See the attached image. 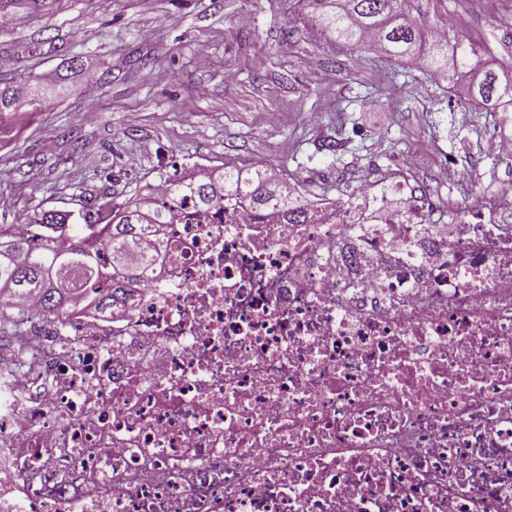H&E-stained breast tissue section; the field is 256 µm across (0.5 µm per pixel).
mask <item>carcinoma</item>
Returning <instances> with one entry per match:
<instances>
[{
	"label": "carcinoma",
	"instance_id": "obj_1",
	"mask_svg": "<svg viewBox=\"0 0 512 512\" xmlns=\"http://www.w3.org/2000/svg\"><path fill=\"white\" fill-rule=\"evenodd\" d=\"M409 0H344V6L319 15L322 26L345 46L372 43L387 56H413L426 49L432 70L459 74L471 80L465 103L495 112H512V78H500L491 69L473 72L474 44L464 36L442 41L428 37L420 19H408ZM162 192L139 195L122 205L106 203L97 210L78 211L69 229L75 245L55 248L52 238L69 225L71 215L55 210L33 212L29 223L38 232L27 235L0 227V298L21 307L32 296L43 299V315L65 323L84 308H110L122 300L132 281L154 275L165 259L162 226L173 219L201 211H218L224 205L246 201L258 212L273 209L286 224H307L312 208L297 192L273 175L255 169L203 168L191 175L161 179Z\"/></svg>",
	"mask_w": 512,
	"mask_h": 512
}]
</instances>
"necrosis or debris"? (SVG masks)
Listing matches in <instances>:
<instances>
[{
	"instance_id": "necrosis-or-debris-1",
	"label": "necrosis or debris",
	"mask_w": 512,
	"mask_h": 512,
	"mask_svg": "<svg viewBox=\"0 0 512 512\" xmlns=\"http://www.w3.org/2000/svg\"><path fill=\"white\" fill-rule=\"evenodd\" d=\"M423 198L167 225L152 281L0 339V512H512V224Z\"/></svg>"
}]
</instances>
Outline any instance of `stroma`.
Listing matches in <instances>:
<instances>
[{
    "label": "stroma",
    "mask_w": 512,
    "mask_h": 512,
    "mask_svg": "<svg viewBox=\"0 0 512 512\" xmlns=\"http://www.w3.org/2000/svg\"><path fill=\"white\" fill-rule=\"evenodd\" d=\"M411 10L512 68V0ZM1 15L0 88L19 98L0 112V225L215 165L275 173L307 202L420 186L430 220L481 204L512 224V157L482 149L512 135V112L465 105L411 58L337 46L308 0H0Z\"/></svg>",
    "instance_id": "stroma-1"
}]
</instances>
